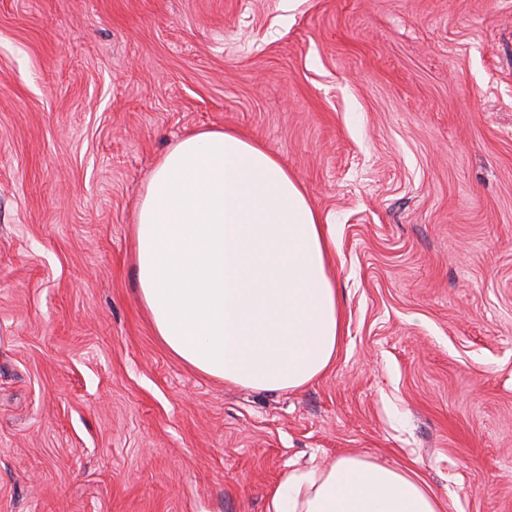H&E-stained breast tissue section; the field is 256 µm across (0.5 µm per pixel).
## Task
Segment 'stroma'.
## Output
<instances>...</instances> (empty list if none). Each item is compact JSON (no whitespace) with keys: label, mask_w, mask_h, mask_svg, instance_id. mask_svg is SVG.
I'll use <instances>...</instances> for the list:
<instances>
[{"label":"stroma","mask_w":512,"mask_h":512,"mask_svg":"<svg viewBox=\"0 0 512 512\" xmlns=\"http://www.w3.org/2000/svg\"><path fill=\"white\" fill-rule=\"evenodd\" d=\"M200 129L333 227L302 388L195 371L138 299V202ZM345 454L512 512V0H0V512H267Z\"/></svg>","instance_id":"35a3bbf8"}]
</instances>
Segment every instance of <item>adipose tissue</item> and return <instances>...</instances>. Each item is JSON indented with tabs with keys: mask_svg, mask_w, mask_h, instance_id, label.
Listing matches in <instances>:
<instances>
[{
	"mask_svg": "<svg viewBox=\"0 0 512 512\" xmlns=\"http://www.w3.org/2000/svg\"><path fill=\"white\" fill-rule=\"evenodd\" d=\"M333 230L266 148L221 129L179 139L136 212L133 265L156 336L200 373L300 388L336 356ZM268 512H444L409 472L357 455L290 474Z\"/></svg>",
	"mask_w": 512,
	"mask_h": 512,
	"instance_id": "obj_1",
	"label": "adipose tissue"
}]
</instances>
